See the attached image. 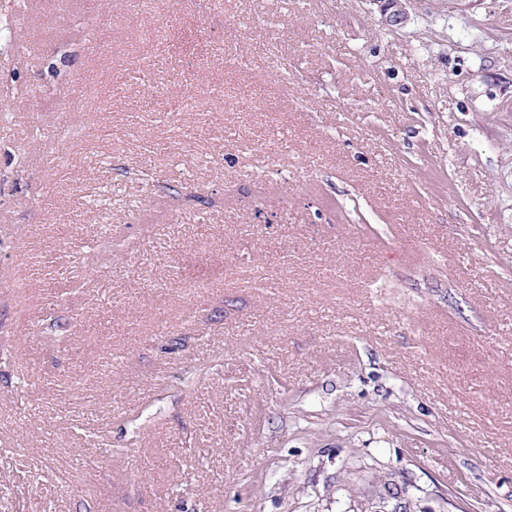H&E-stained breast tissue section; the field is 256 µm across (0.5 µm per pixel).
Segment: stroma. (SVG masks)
I'll list each match as a JSON object with an SVG mask.
<instances>
[{"mask_svg": "<svg viewBox=\"0 0 512 512\" xmlns=\"http://www.w3.org/2000/svg\"><path fill=\"white\" fill-rule=\"evenodd\" d=\"M407 11L0 0V512H512V0ZM381 4L385 24L390 27L403 25L408 18L403 0H376ZM379 492H376L373 495L372 502H371V510L373 512L381 511V512H411L410 510V504L406 500L404 494L399 491L398 493L394 490H390V493L386 492V490H383V493L381 494V502L380 503V509L378 508L377 497L379 496ZM377 509V511H375Z\"/></svg>", "mask_w": 512, "mask_h": 512, "instance_id": "35a3bbf8", "label": "stroma"}]
</instances>
